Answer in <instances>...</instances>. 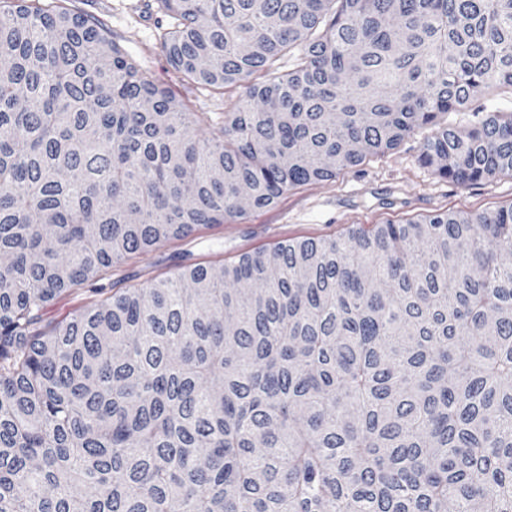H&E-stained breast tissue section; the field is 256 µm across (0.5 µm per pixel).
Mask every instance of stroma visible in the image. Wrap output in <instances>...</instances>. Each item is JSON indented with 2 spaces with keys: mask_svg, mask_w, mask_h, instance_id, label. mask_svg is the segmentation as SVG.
Listing matches in <instances>:
<instances>
[{
  "mask_svg": "<svg viewBox=\"0 0 512 512\" xmlns=\"http://www.w3.org/2000/svg\"><path fill=\"white\" fill-rule=\"evenodd\" d=\"M71 7L100 19L126 57L156 84L173 90L192 111L222 119L223 99L184 81L162 51L159 35L168 17L158 0H71ZM493 113L512 114V90L487 87L465 110L443 114L440 122L468 128ZM422 140L419 134L404 138L395 149L368 157L357 171L296 187L269 208L150 248L114 266L106 278L86 282L76 295L52 302L46 317L63 318L94 299L99 287L110 292L139 288L151 280L174 277L186 265H229L243 254L282 241L340 238L355 228L399 224L437 212L478 213L512 206L511 175L502 173L470 185L440 177L420 160Z\"/></svg>",
  "mask_w": 512,
  "mask_h": 512,
  "instance_id": "obj_1",
  "label": "stroma"
}]
</instances>
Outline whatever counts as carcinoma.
Wrapping results in <instances>:
<instances>
[{
	"label": "carcinoma",
	"mask_w": 512,
	"mask_h": 512,
	"mask_svg": "<svg viewBox=\"0 0 512 512\" xmlns=\"http://www.w3.org/2000/svg\"><path fill=\"white\" fill-rule=\"evenodd\" d=\"M70 0H0V512H512V207L48 304L427 127L512 175V0H159L218 133ZM292 60L279 72L282 57ZM84 488L80 494L77 489ZM491 113L503 116H509L512 113V95L509 89L495 85L487 87L465 110L441 115L440 123L469 128Z\"/></svg>",
	"instance_id": "1"
}]
</instances>
